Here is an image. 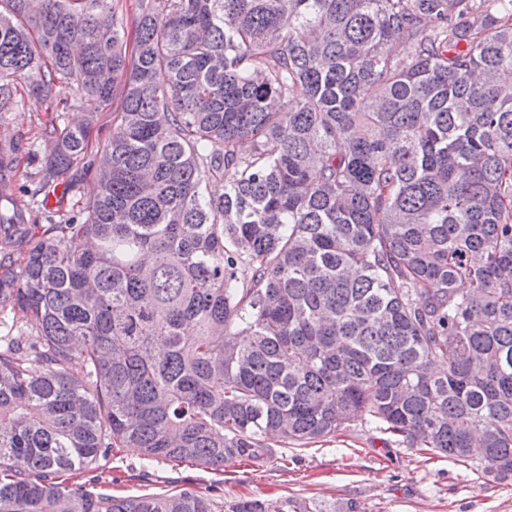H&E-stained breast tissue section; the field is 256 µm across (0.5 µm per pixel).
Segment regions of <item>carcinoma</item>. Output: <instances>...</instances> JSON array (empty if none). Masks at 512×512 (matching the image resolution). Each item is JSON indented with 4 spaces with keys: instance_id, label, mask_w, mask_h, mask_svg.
Listing matches in <instances>:
<instances>
[{
    "instance_id": "carcinoma-1",
    "label": "carcinoma",
    "mask_w": 512,
    "mask_h": 512,
    "mask_svg": "<svg viewBox=\"0 0 512 512\" xmlns=\"http://www.w3.org/2000/svg\"><path fill=\"white\" fill-rule=\"evenodd\" d=\"M0 0V112L46 114L0 212V512H222L68 482L111 448L220 471L362 414L512 478V0ZM89 153L80 100L112 107ZM224 183V194L207 192ZM85 380L70 374L74 360ZM227 512H307L240 500ZM67 177L74 186L73 193L64 198L60 205L54 199L50 202L52 209L60 210V213L54 214L56 219H58L57 215L67 214L71 210L79 209L97 190L95 175L87 171L82 163L74 165L67 173Z\"/></svg>"
}]
</instances>
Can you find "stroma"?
Segmentation results:
<instances>
[{"label":"stroma","mask_w":512,"mask_h":512,"mask_svg":"<svg viewBox=\"0 0 512 512\" xmlns=\"http://www.w3.org/2000/svg\"><path fill=\"white\" fill-rule=\"evenodd\" d=\"M44 120L26 101L0 112V147L14 148L17 156L0 171V182L10 186L31 224L45 221L23 194L35 171L27 151L39 144ZM274 449L276 461L258 466L233 459L216 472L165 461L147 467L139 449L117 448L70 482L124 496L188 490L223 506L287 499L309 512H512V480H495L474 461L399 445L366 414L336 435L302 447L278 442Z\"/></svg>","instance_id":"stroma-1"}]
</instances>
